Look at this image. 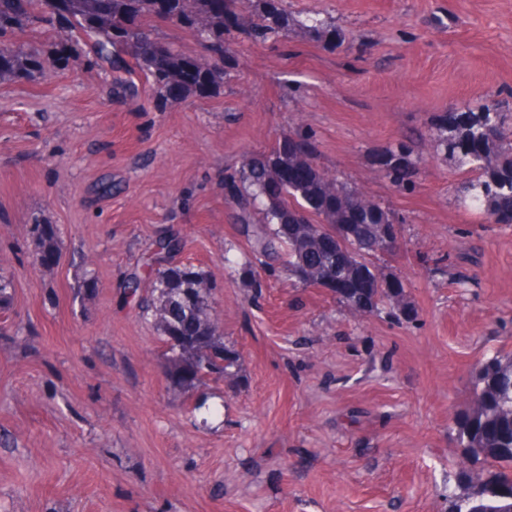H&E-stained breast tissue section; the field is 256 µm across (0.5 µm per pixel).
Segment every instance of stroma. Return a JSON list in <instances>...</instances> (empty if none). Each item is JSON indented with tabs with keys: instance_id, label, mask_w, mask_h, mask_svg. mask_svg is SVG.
Instances as JSON below:
<instances>
[{
	"instance_id": "1",
	"label": "stroma",
	"mask_w": 512,
	"mask_h": 512,
	"mask_svg": "<svg viewBox=\"0 0 512 512\" xmlns=\"http://www.w3.org/2000/svg\"><path fill=\"white\" fill-rule=\"evenodd\" d=\"M336 27L237 44L220 94L108 96L18 31L54 80L0 81V512H448L455 415L475 368L512 351V225L457 201L474 174L437 150L443 112L512 113V0H287ZM309 133L330 176L400 222L386 271L416 320L352 315L254 255L224 175ZM411 137L412 189L376 160ZM111 180V194L100 191ZM57 233L35 264L33 224ZM164 236L213 286L240 383L178 387L125 288ZM96 283L86 289V272Z\"/></svg>"
}]
</instances>
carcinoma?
Returning a JSON list of instances; mask_svg holds the SVG:
<instances>
[{
	"mask_svg": "<svg viewBox=\"0 0 512 512\" xmlns=\"http://www.w3.org/2000/svg\"><path fill=\"white\" fill-rule=\"evenodd\" d=\"M0 0V80L30 78L46 73L37 56L21 51L12 40L27 26H59L66 44L53 42L52 52L90 58L109 71L114 87L134 102L139 87L127 74L144 72L161 97L195 91L218 92L235 66V41L265 42L288 35L299 26L313 41H336V28L316 16L295 19L283 0H261L256 10H244L241 0H110L111 22L96 23L97 0ZM238 11L237 23L224 26V8ZM178 25L198 40L211 63L185 56L158 41L145 20ZM433 140L458 166L477 172L463 188L461 201L486 220L512 211V140L505 116L494 106L479 112L446 113L435 124ZM409 145L398 140L380 155L379 168L393 185H413ZM224 188L236 208L253 252L268 259L287 256L288 271L302 283L348 274L346 288L336 296L348 309L367 313L383 304L388 313L407 321L417 316L406 301L402 281L384 274L375 259L385 254V234L394 214L367 198L357 187L326 175L317 164V150L307 134L285 135L273 156L249 155L239 169L224 176ZM356 231L348 241L349 257L341 263L316 243L321 231ZM38 253L53 254L55 232L36 224ZM126 288L136 298L145 320L161 332L171 369L180 371L181 358L199 357L196 370L180 377L188 387L210 380L238 378L240 356L224 345L219 320L212 315L211 287L189 267L158 269L149 278L131 274ZM455 440L462 450L459 480L463 491L450 495L451 512H512V352L495 354L479 364L469 406L455 416Z\"/></svg>",
	"mask_w": 512,
	"mask_h": 512,
	"instance_id": "carcinoma-1",
	"label": "carcinoma"
}]
</instances>
